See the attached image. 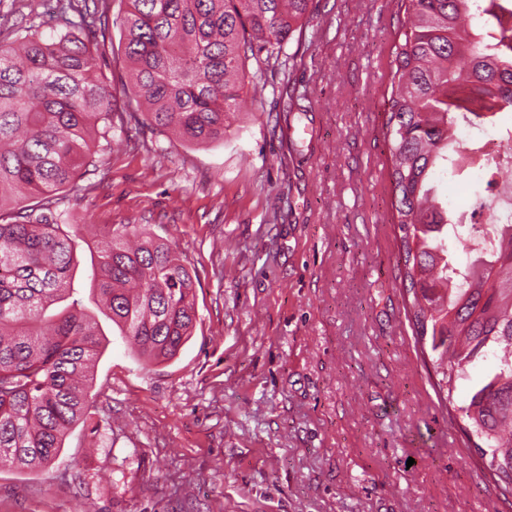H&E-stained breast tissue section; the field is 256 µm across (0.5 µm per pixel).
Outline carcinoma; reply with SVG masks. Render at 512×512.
I'll return each mask as SVG.
<instances>
[{"label": "carcinoma", "instance_id": "cac0c4a2", "mask_svg": "<svg viewBox=\"0 0 512 512\" xmlns=\"http://www.w3.org/2000/svg\"><path fill=\"white\" fill-rule=\"evenodd\" d=\"M312 0H126L117 18L139 126L190 144L224 138L238 111L244 61L281 64L309 22ZM403 20L384 92L392 218L412 298L415 340L429 349L439 392L452 398L475 361L497 363L459 411L484 441L483 465L512 495V224H472L459 265L448 250V202L433 174L455 153L461 123L512 113V26L481 39L488 0H397ZM60 32L32 26L0 45V468L40 470L86 421L95 364L110 339L103 315L149 362L175 358L195 320L184 260L135 224L105 225L88 247L97 275L77 279L78 225L61 223V195L80 190L92 149L124 132L117 90L94 73L105 0H58ZM475 196L490 207L487 157Z\"/></svg>", "mask_w": 512, "mask_h": 512}]
</instances>
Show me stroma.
<instances>
[{
	"label": "stroma",
	"mask_w": 512,
	"mask_h": 512,
	"mask_svg": "<svg viewBox=\"0 0 512 512\" xmlns=\"http://www.w3.org/2000/svg\"><path fill=\"white\" fill-rule=\"evenodd\" d=\"M53 0H0V45ZM395 0H312L223 140L129 127L60 204L140 224L195 282L193 335L145 363L122 339L49 470L0 469V512H512L433 386L405 318L383 94Z\"/></svg>",
	"instance_id": "stroma-1"
}]
</instances>
